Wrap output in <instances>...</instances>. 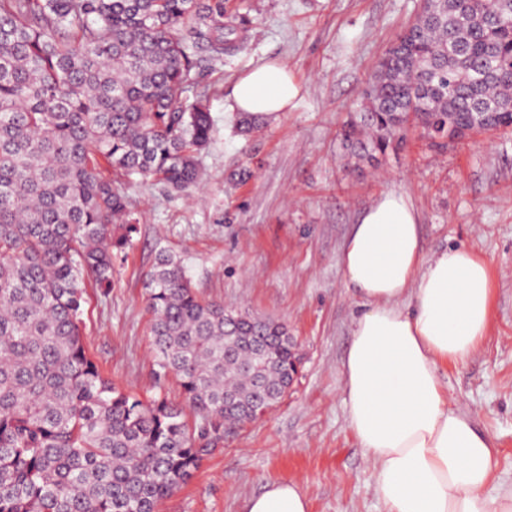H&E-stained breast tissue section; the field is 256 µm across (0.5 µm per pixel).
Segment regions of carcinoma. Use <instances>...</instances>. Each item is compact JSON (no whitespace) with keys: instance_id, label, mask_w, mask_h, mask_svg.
Instances as JSON below:
<instances>
[{"instance_id":"obj_1","label":"carcinoma","mask_w":512,"mask_h":512,"mask_svg":"<svg viewBox=\"0 0 512 512\" xmlns=\"http://www.w3.org/2000/svg\"><path fill=\"white\" fill-rule=\"evenodd\" d=\"M250 31L230 0H0V512H157L215 440L284 396L278 320L203 301L162 251L146 275L156 377L197 415L103 377L82 337L84 279L112 287L132 245L126 182L189 193L211 121L196 89ZM512 128V0H423L373 68L349 157L409 130Z\"/></svg>"}]
</instances>
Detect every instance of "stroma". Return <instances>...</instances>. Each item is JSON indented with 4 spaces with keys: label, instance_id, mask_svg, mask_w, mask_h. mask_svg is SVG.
<instances>
[{
    "label": "stroma",
    "instance_id": "stroma-1",
    "mask_svg": "<svg viewBox=\"0 0 512 512\" xmlns=\"http://www.w3.org/2000/svg\"><path fill=\"white\" fill-rule=\"evenodd\" d=\"M421 0H234L252 29L223 62L196 72L210 90L212 127L191 193L158 183L127 195L139 222L113 256L111 290L85 285L83 336L104 377L148 401L183 403L176 377L156 385L144 282L159 249L181 258L198 295L284 322L302 354L301 375L265 416L225 431L194 478L158 512H244L248 498L283 479L302 485L310 512H383L373 468L348 426L342 360L361 302L345 287L341 253L363 210L385 192L419 214L426 256L464 245L489 267L492 323L463 363L440 379L499 450L492 484L512 486V130L447 148L417 132L377 163L354 162L341 130L363 103L372 67L413 20ZM277 59L302 86L280 117L243 136L231 90ZM250 167L236 185L233 172Z\"/></svg>",
    "mask_w": 512,
    "mask_h": 512
}]
</instances>
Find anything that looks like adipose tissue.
Instances as JSON below:
<instances>
[{
    "mask_svg": "<svg viewBox=\"0 0 512 512\" xmlns=\"http://www.w3.org/2000/svg\"><path fill=\"white\" fill-rule=\"evenodd\" d=\"M299 94L284 63L266 62L236 82L231 108L276 118ZM341 264L363 306L342 362L345 414L385 512H512V491L490 488L495 442L451 405L439 377L488 334L487 263L463 245L426 257L417 211L389 191L353 224ZM245 512H310V504L298 482L283 480L250 497Z\"/></svg>",
    "mask_w": 512,
    "mask_h": 512,
    "instance_id": "1",
    "label": "adipose tissue"
}]
</instances>
